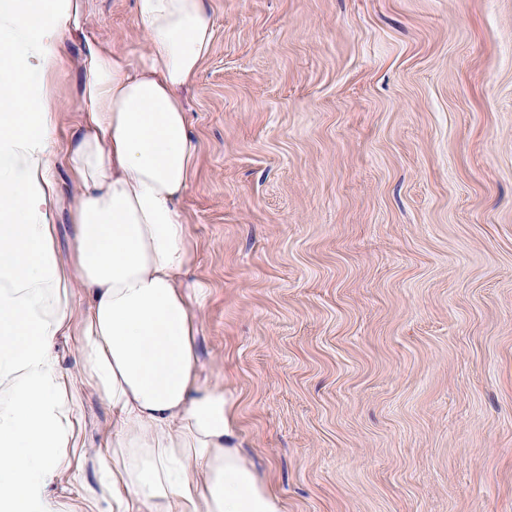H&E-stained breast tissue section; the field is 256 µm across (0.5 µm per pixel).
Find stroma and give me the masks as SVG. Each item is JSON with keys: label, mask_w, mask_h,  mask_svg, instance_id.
I'll use <instances>...</instances> for the list:
<instances>
[{"label": "stroma", "mask_w": 512, "mask_h": 512, "mask_svg": "<svg viewBox=\"0 0 512 512\" xmlns=\"http://www.w3.org/2000/svg\"><path fill=\"white\" fill-rule=\"evenodd\" d=\"M205 4L182 205L242 453L285 512H512V0ZM89 30L143 48L133 0Z\"/></svg>", "instance_id": "obj_1"}]
</instances>
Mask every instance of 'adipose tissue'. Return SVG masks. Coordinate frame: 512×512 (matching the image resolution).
<instances>
[{"label":"adipose tissue","instance_id":"adipose-tissue-1","mask_svg":"<svg viewBox=\"0 0 512 512\" xmlns=\"http://www.w3.org/2000/svg\"><path fill=\"white\" fill-rule=\"evenodd\" d=\"M90 2L0 0V512H65L86 387L112 413L96 469L112 512H284L240 451L232 396L201 377L205 290L186 279L197 244L181 199L199 152L183 94L214 41L205 2L135 0L136 60L86 32ZM68 41L81 106L61 142ZM60 161L75 184L66 262Z\"/></svg>","mask_w":512,"mask_h":512}]
</instances>
